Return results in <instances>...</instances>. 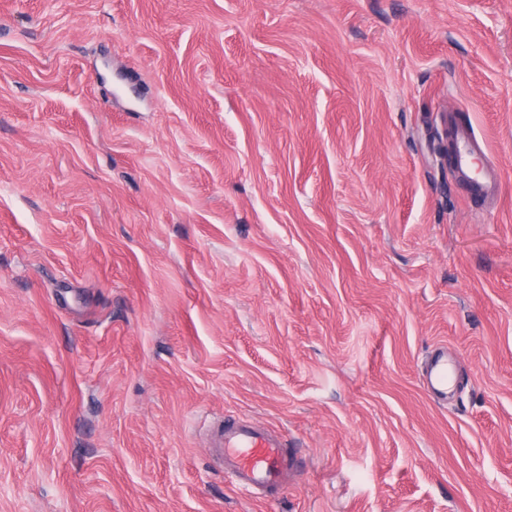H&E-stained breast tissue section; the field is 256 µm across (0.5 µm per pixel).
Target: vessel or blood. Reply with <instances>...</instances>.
Segmentation results:
<instances>
[{
    "label": "vessel or blood",
    "instance_id": "obj_1",
    "mask_svg": "<svg viewBox=\"0 0 512 512\" xmlns=\"http://www.w3.org/2000/svg\"><path fill=\"white\" fill-rule=\"evenodd\" d=\"M457 170L467 180L472 196L484 197L495 191L496 172L493 166L476 165V156L484 147L468 134L459 137ZM428 385L439 395L448 393V358L436 355L428 371ZM224 465V472L245 489L259 490L267 495L278 494L288 485L291 460L283 435L245 419L225 421L213 443Z\"/></svg>",
    "mask_w": 512,
    "mask_h": 512
}]
</instances>
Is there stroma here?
<instances>
[{"instance_id": "35a3bbf8", "label": "stroma", "mask_w": 512, "mask_h": 512, "mask_svg": "<svg viewBox=\"0 0 512 512\" xmlns=\"http://www.w3.org/2000/svg\"><path fill=\"white\" fill-rule=\"evenodd\" d=\"M0 512H512V0H0ZM460 141V148L457 153V170L468 180L469 190L474 197H484L489 193H494L497 186L496 172L494 167L487 162L483 167L482 154H485V148L473 137L460 133L457 138ZM481 157V163L474 167V156ZM428 386L437 394H448V357L442 353L437 354L428 370ZM211 448L218 451L224 474L242 488L274 496L288 485L291 460L280 433L252 420H224Z\"/></svg>"}]
</instances>
